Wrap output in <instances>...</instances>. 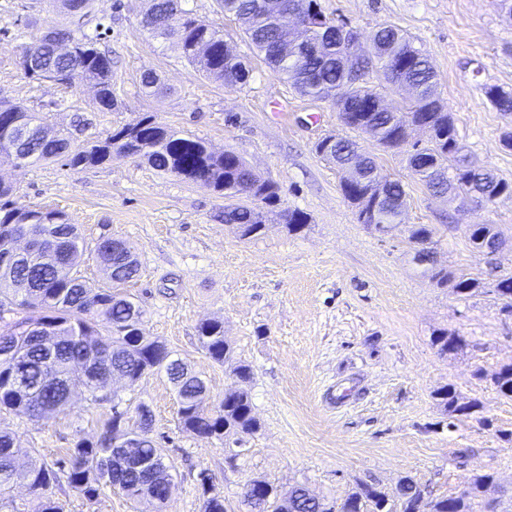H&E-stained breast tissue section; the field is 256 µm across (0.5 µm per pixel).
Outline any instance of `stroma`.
Returning a JSON list of instances; mask_svg holds the SVG:
<instances>
[{
	"mask_svg": "<svg viewBox=\"0 0 512 512\" xmlns=\"http://www.w3.org/2000/svg\"><path fill=\"white\" fill-rule=\"evenodd\" d=\"M321 3L326 14L353 26L362 44L384 24L411 36L436 70L463 154L512 182V149L501 142L512 113L500 112L485 94L492 86L512 91V24L502 17L501 0ZM182 5L219 27L246 57L250 81L230 87L205 78L176 48L149 37L139 25L147 0H94L85 30L100 34L112 54L119 102L102 112L92 85L33 80L19 64L35 36L70 25L71 16L52 0H0V99L48 114L63 128L82 116L83 142L153 116L215 152H235L278 186L281 209L309 216L291 233L278 212L268 213L263 233L243 239L224 222V198L139 158L116 156L91 169L60 162L0 166V179L16 187L15 208L62 211L90 248L103 236L126 243L140 263L127 291L145 310L146 335L201 373L213 401L240 384L201 347V320L223 321L225 340L252 369L245 387L259 427L235 450L179 426L175 393L163 376L113 383L128 411L144 404L153 413L151 435L175 485L165 512H202L203 470L223 494L225 512H245L244 487L254 479L283 490L302 485L337 506L356 484L391 492L405 477L424 490L420 512H431L435 499L459 495L479 470L493 473L496 483L474 512H484L488 501L497 512H512V401L499 398L487 379L512 360V316L490 290L512 276V196L491 205L436 196L409 171L405 151L361 133L362 149L407 193L404 225L386 236L371 232L344 199L335 166L315 149L343 130L335 107L299 96L271 72L218 0ZM148 71L163 92L143 91ZM418 224L433 231L437 267L481 278L486 291L464 298L437 285L415 259L409 235ZM473 224L494 225L503 241L496 254L472 250ZM443 331L465 336L467 347L440 353L432 339ZM478 370L485 379L475 378ZM447 384L464 399L483 401L484 420L448 417L434 398ZM110 415V405L78 393L70 411L53 420L4 414L0 424L17 436L19 464L33 457L52 464L75 440H97ZM59 501L64 512L136 510L115 487L92 500L70 493Z\"/></svg>",
	"mask_w": 512,
	"mask_h": 512,
	"instance_id": "stroma-1",
	"label": "stroma"
}]
</instances>
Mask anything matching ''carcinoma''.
<instances>
[{
	"mask_svg": "<svg viewBox=\"0 0 512 512\" xmlns=\"http://www.w3.org/2000/svg\"><path fill=\"white\" fill-rule=\"evenodd\" d=\"M308 19L309 35L305 47L295 53H284L288 31L280 12L265 0H219L224 15L241 22L246 41L263 56L265 63L301 96L314 100L329 99L331 89L346 84L349 72L344 62L350 54L349 42L356 30L348 23H335L333 35L317 22L324 13L321 0H288ZM140 27L154 39L170 41L198 73L216 80L245 85L252 69L243 56L224 47L219 30L197 21L181 7V0H153ZM378 63L357 57L352 65L361 73L362 82L350 98L353 106L349 129L362 118L372 136L385 148L399 144L405 127L426 121L435 127L437 139L408 157L413 175L434 193L453 190L468 196L485 188L499 194L512 195V183L498 178L492 171L475 168L459 153L455 121L442 103H436L437 74L429 57L398 28L381 26L374 33ZM21 66L29 78L63 81L70 76L98 87L97 103L102 112L117 105L112 93V59L98 47V36L84 32V22L73 28L50 27L24 48ZM383 73L386 83L395 86L401 81L415 88L410 101L387 112L378 110L375 100L383 90L371 81L373 71ZM489 101L502 112H512V93L491 87L486 91ZM28 112L20 103L0 102V135L15 115ZM137 136L130 140L118 129L106 138L86 145H75L72 133L54 130V136L16 145L18 150L34 154L33 162L63 160L74 168H93L114 156L137 154L147 159L154 169L164 174L199 182L219 197L231 199L237 186L252 175L250 167L234 152L215 153L205 142L180 136L162 128L150 116ZM356 141L346 136L336 144V154L323 153L324 141L316 151L333 163L340 173V187L345 199L354 203L369 190L361 181L345 178L348 156ZM439 166L452 161L455 174L448 182L437 183L432 177L434 162ZM13 185L0 179V248L6 245L12 226L29 225L32 234L42 239L43 249L22 255L11 266L0 267V321L4 315L22 308L28 315L0 330V411L26 415L35 422L49 420L69 408L71 394L81 390L88 399L100 403L97 392L110 384L113 376L129 378L135 384L142 376L156 373L172 385L178 403L177 419L182 428L201 436L221 437L231 433L249 434L259 427L253 414L248 392L244 389L224 394L218 405L210 403L206 381L189 370L162 343L145 336L143 309L123 292L139 271L137 258L121 240L97 246L95 254L105 271L110 286L91 285L81 271L85 242L76 225L57 210H25L9 206ZM280 203L279 189L256 192L249 203L224 206V222L231 223L242 238L260 235L256 211L270 210ZM498 237L491 224L469 225V242L478 253L487 242ZM440 285L452 283L454 292L471 296L483 288L473 277L448 280V273L428 268ZM494 291L502 301L501 311L512 316V276L497 280ZM53 328V336H41L40 328ZM106 331L109 342L98 339ZM199 340L217 363H231L233 349L224 339V323L205 319L198 326ZM433 343L442 354L456 353L467 346L466 340L454 333L441 332ZM14 351L25 361L23 381L26 390L17 386V378L8 365L6 353ZM491 384L499 397L512 400V361L503 363L491 375ZM450 417L475 416L484 410L478 399L462 400L455 389L446 385L434 392ZM153 415L150 408H137L136 427L130 429L137 441L135 448L112 447V422H107L103 436L96 441L79 439L66 449L67 458L53 468L36 460L28 466L17 463L15 437L0 428V509L19 512L12 498L17 485H24L41 500L40 512H63L51 495L58 483V472L66 474L69 489L76 495L91 499L104 486H117L133 502L146 501L161 508L173 490L170 465L163 449L149 436ZM494 483L489 472L474 476L469 490L459 497L441 498L434 502L432 512H471V500L479 497ZM423 491L411 479L398 483L394 498L401 512H415ZM206 499L203 512H224V497L203 489ZM243 502L248 512H394L388 508L389 497L369 485L353 490L338 511L297 485L283 492L265 480H253L246 487Z\"/></svg>",
	"mask_w": 512,
	"mask_h": 512,
	"instance_id": "cac0c4a2",
	"label": "carcinoma"
}]
</instances>
